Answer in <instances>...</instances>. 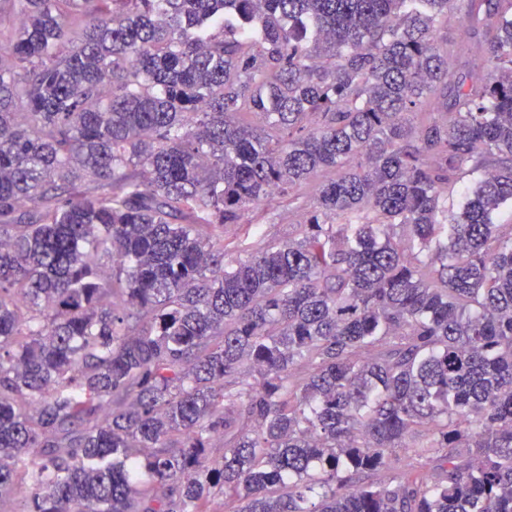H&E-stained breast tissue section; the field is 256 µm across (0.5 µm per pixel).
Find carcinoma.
Here are the masks:
<instances>
[{"label": "carcinoma", "instance_id": "1", "mask_svg": "<svg viewBox=\"0 0 512 512\" xmlns=\"http://www.w3.org/2000/svg\"><path fill=\"white\" fill-rule=\"evenodd\" d=\"M455 2L0 0V499L512 512V0L450 89ZM258 211L265 243H283L297 236V224L302 221V216L288 204L287 199L263 202Z\"/></svg>", "mask_w": 512, "mask_h": 512}]
</instances>
